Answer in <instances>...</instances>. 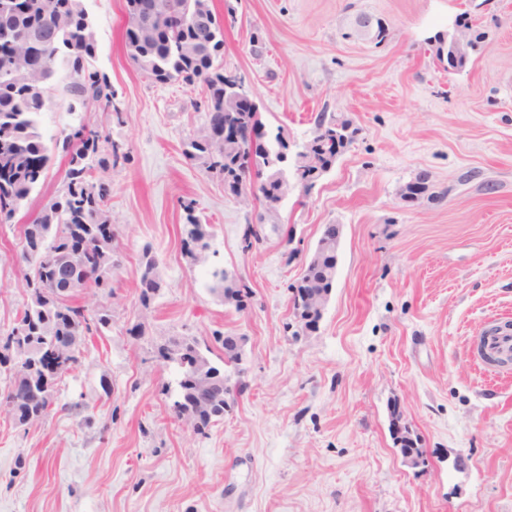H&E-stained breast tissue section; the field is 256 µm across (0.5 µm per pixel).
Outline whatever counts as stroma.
Returning a JSON list of instances; mask_svg holds the SVG:
<instances>
[{"mask_svg": "<svg viewBox=\"0 0 512 512\" xmlns=\"http://www.w3.org/2000/svg\"><path fill=\"white\" fill-rule=\"evenodd\" d=\"M86 6L113 108L69 112L63 70L40 128L52 146L89 123L120 147L103 174L121 261L112 328L86 341L49 415L0 416V512H512V362L489 363L486 336L512 323V0H212L224 65L267 126L299 143L321 112L358 129L253 247L243 230L261 205L182 154L206 124L200 85L152 82L128 58L126 0ZM361 13L388 25L384 43L349 36ZM461 23L477 41L458 72L429 39ZM66 169L54 153L28 207L0 224V334L22 304L20 227ZM421 173L438 197L405 206L398 191ZM186 201L213 232L196 264L181 243ZM328 224L340 227L336 286L302 332L291 287ZM146 247L163 286L136 337ZM217 266L249 286L242 309L207 288ZM216 332L245 339L226 371L244 390L200 433L172 416L175 371L155 348ZM395 408L420 439L419 466L393 443Z\"/></svg>", "mask_w": 512, "mask_h": 512, "instance_id": "obj_1", "label": "stroma"}]
</instances>
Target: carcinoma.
Segmentation results:
<instances>
[{"label": "carcinoma", "instance_id": "obj_1", "mask_svg": "<svg viewBox=\"0 0 512 512\" xmlns=\"http://www.w3.org/2000/svg\"><path fill=\"white\" fill-rule=\"evenodd\" d=\"M163 11L152 24L138 31L126 29L125 44L132 62L156 82L201 83L205 86L207 124L201 134L185 144L184 155L224 184V193L237 199L251 178L252 157L264 158L265 178H286L316 183L342 157L358 129L345 116L322 112L314 119L311 148L319 154L322 171H300L299 163L285 162V129L276 128L267 140L252 139L253 114L224 109V28L217 21L209 0H162ZM83 0H0V224L13 221L28 204L42 173L51 161L39 119L47 107L57 70H71L66 91L73 104L112 108V89L107 79L89 67L95 56L93 27L84 23ZM436 57L448 68L461 70L470 54L448 55V43L436 38ZM237 129L242 145L213 141L224 126ZM68 158L61 191L42 206L35 218L21 225V258L34 278L24 275L22 311L14 325L0 336V376L7 389L0 393V413L19 425L48 414L54 404L57 381L79 362L87 336L100 335L112 325V310L96 306L89 310L75 300L82 285L97 295H112V276L120 260L112 239L101 233L110 223V186L94 176L119 158V148L110 134L82 124L63 139ZM186 212L183 252L190 261L211 249L209 226L194 215L193 202ZM336 247L316 246L305 261L292 287L294 309L304 310L308 292L329 294L336 285ZM139 318L131 333L145 335L144 319L159 294L163 280L158 259L146 252L136 271ZM211 291L224 303L241 307L249 288L231 281L224 269L212 271ZM184 354L188 364L177 362ZM241 338L213 336V342L196 336H172L158 348L163 363L175 365L177 399L171 406L179 420H192L198 431L224 417V370L214 363L238 367ZM400 415L392 413L394 445L403 456L421 458L407 429L398 427Z\"/></svg>", "mask_w": 512, "mask_h": 512}]
</instances>
